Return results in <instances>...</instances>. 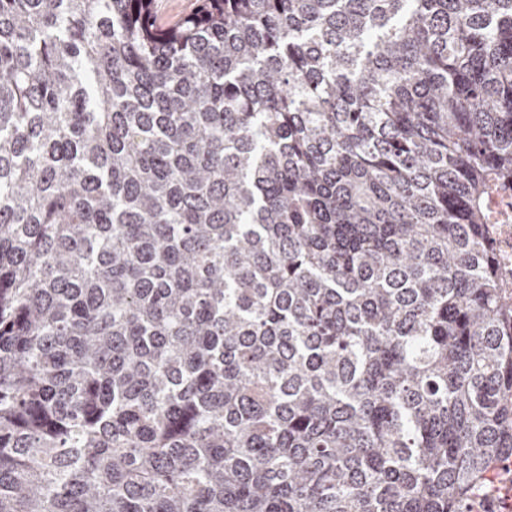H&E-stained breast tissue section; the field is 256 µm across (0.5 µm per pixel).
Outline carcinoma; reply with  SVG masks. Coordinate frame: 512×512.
<instances>
[{"instance_id":"cac0c4a2","label":"carcinoma","mask_w":512,"mask_h":512,"mask_svg":"<svg viewBox=\"0 0 512 512\" xmlns=\"http://www.w3.org/2000/svg\"><path fill=\"white\" fill-rule=\"evenodd\" d=\"M0 0V512H469L512 457V0ZM200 0H154L153 12L157 22L172 25L196 11ZM484 209L488 224L485 226L493 249V261L504 286L512 288V186L510 182L492 186Z\"/></svg>"}]
</instances>
